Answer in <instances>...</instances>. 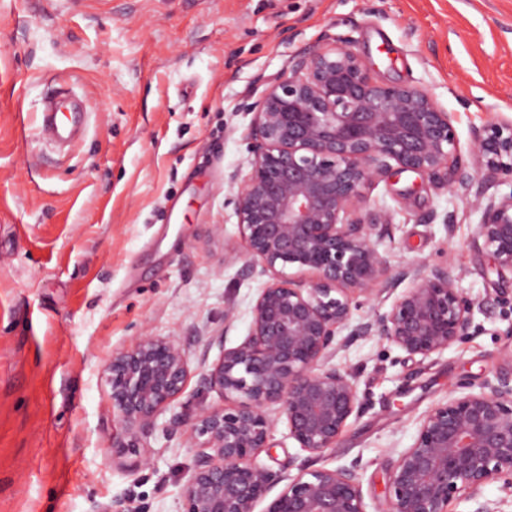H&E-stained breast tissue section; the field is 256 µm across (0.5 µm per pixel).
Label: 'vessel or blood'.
<instances>
[{"label": "vessel or blood", "mask_w": 512, "mask_h": 512, "mask_svg": "<svg viewBox=\"0 0 512 512\" xmlns=\"http://www.w3.org/2000/svg\"><path fill=\"white\" fill-rule=\"evenodd\" d=\"M87 126L88 114L72 90L62 89L44 99L38 131L48 145H71L84 135Z\"/></svg>", "instance_id": "1"}]
</instances>
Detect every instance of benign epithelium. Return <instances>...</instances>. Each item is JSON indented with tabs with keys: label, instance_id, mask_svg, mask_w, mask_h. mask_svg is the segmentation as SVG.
<instances>
[{
	"label": "benign epithelium",
	"instance_id": "benign-epithelium-1",
	"mask_svg": "<svg viewBox=\"0 0 512 512\" xmlns=\"http://www.w3.org/2000/svg\"><path fill=\"white\" fill-rule=\"evenodd\" d=\"M250 172L233 199L239 243L229 258L266 278L251 307L249 334L227 347L201 381L221 407L172 420L194 455L182 512H254L281 475L256 462L273 447L277 419L312 456L336 447L365 410L357 376L333 363L357 336H378L424 361L468 336L474 303L457 288L451 262L392 269L377 248L386 218L365 210L363 190L398 167L456 185L481 212L473 246L512 273V120L473 133L469 164L449 165L457 133L425 92L375 79L352 43L336 37L294 57L254 106ZM293 267L295 278L286 272ZM408 282L382 314L350 326L353 295L367 299ZM350 332L342 337L344 329ZM189 353L170 336L148 334L112 355V453L147 464L143 438L185 392ZM358 462L298 474L265 512H368ZM491 482L512 498V371L429 408L413 444L387 472L377 512H497L482 500Z\"/></svg>",
	"mask_w": 512,
	"mask_h": 512
}]
</instances>
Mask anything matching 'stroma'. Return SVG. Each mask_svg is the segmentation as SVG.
I'll use <instances>...</instances> for the list:
<instances>
[{"label": "stroma", "instance_id": "35a3bbf8", "mask_svg": "<svg viewBox=\"0 0 512 512\" xmlns=\"http://www.w3.org/2000/svg\"><path fill=\"white\" fill-rule=\"evenodd\" d=\"M328 35L353 39L379 81L447 111L460 163L476 129L512 118V0H0V512H182L193 453L167 429L222 405L201 374L247 335L264 284L224 258L253 105ZM61 87L90 112L65 151L37 130ZM364 195L387 220L378 250L392 268L460 269L470 334L425 362L377 336L354 341L335 362L357 373L367 408L338 447L309 458L281 421L257 460L287 480L303 461L360 460L373 506L425 411L512 369V280L473 247L481 214L461 191L405 172ZM147 334L183 341L190 375L144 440L148 465L131 471L112 454L106 366Z\"/></svg>", "mask_w": 512, "mask_h": 512}]
</instances>
